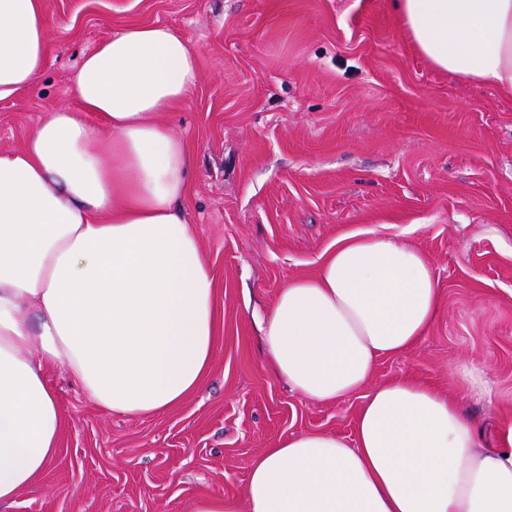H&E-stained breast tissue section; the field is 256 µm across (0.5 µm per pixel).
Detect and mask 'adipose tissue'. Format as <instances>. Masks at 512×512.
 I'll use <instances>...</instances> for the list:
<instances>
[{
  "label": "adipose tissue",
  "mask_w": 512,
  "mask_h": 512,
  "mask_svg": "<svg viewBox=\"0 0 512 512\" xmlns=\"http://www.w3.org/2000/svg\"><path fill=\"white\" fill-rule=\"evenodd\" d=\"M437 69L512 93V0H395ZM171 27L124 28L84 55L75 106L0 150V512L48 468L64 366L99 408L149 415L202 385L216 346L213 276L181 202L188 153L160 115L199 81ZM46 66L42 0H0V103ZM97 123L87 121V114ZM440 301L427 255L345 235L260 323L275 374L333 402L423 337ZM484 445L462 404L410 379L376 387L353 439L305 432L252 466L245 501L191 512H512V433Z\"/></svg>",
  "instance_id": "ef3b65f1"
}]
</instances>
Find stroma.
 Listing matches in <instances>:
<instances>
[{"instance_id": "stroma-1", "label": "stroma", "mask_w": 512, "mask_h": 512, "mask_svg": "<svg viewBox=\"0 0 512 512\" xmlns=\"http://www.w3.org/2000/svg\"><path fill=\"white\" fill-rule=\"evenodd\" d=\"M36 90L0 103V149L74 105L83 55L133 25L172 27L199 81L164 119L190 155L184 210L214 279L219 340L199 391L148 416L99 409L58 366L64 418L47 471L8 512H190L243 499L253 462L303 431L352 437L363 393L318 403L277 379L255 320L342 236L428 256L440 302L425 336L367 389L413 378L460 399L496 444L512 430V95L434 68L393 0H43ZM472 363L494 405L460 390Z\"/></svg>"}]
</instances>
